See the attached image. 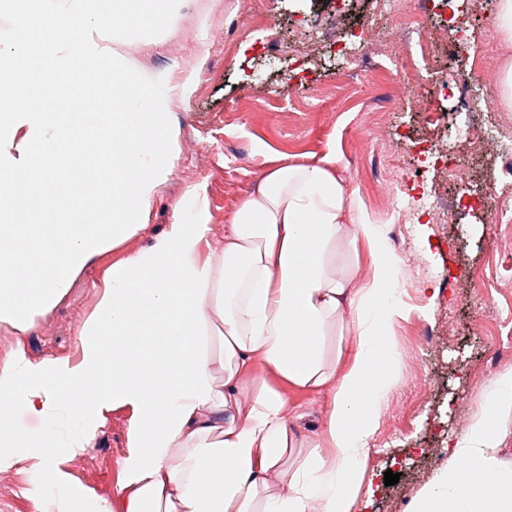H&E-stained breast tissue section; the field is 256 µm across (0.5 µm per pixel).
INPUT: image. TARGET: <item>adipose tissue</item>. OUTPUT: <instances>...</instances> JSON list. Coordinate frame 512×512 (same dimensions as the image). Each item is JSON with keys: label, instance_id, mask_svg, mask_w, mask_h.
Instances as JSON below:
<instances>
[{"label": "adipose tissue", "instance_id": "adipose-tissue-1", "mask_svg": "<svg viewBox=\"0 0 512 512\" xmlns=\"http://www.w3.org/2000/svg\"><path fill=\"white\" fill-rule=\"evenodd\" d=\"M207 231L204 218L175 219L112 265L78 361L34 364L18 350L0 362V420L21 409L45 424L0 451V470L26 461L55 487L32 492L36 512H76L81 502L89 512H353L368 439L401 380V261L384 225L368 221L331 158L264 174L220 254H204ZM344 242L364 243L374 258L363 284L336 262ZM346 332L356 350L342 369L329 340ZM258 364L328 393L324 441L297 438L269 385L243 398ZM120 409L128 446L114 499L75 494L68 462ZM511 422L512 369L491 383L412 512H512V463L496 455Z\"/></svg>", "mask_w": 512, "mask_h": 512}]
</instances>
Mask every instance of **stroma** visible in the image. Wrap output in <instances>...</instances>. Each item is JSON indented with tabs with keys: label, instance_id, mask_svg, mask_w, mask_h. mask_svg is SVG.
<instances>
[{
	"label": "stroma",
	"instance_id": "35a3bbf8",
	"mask_svg": "<svg viewBox=\"0 0 512 512\" xmlns=\"http://www.w3.org/2000/svg\"><path fill=\"white\" fill-rule=\"evenodd\" d=\"M336 9V0H278L270 12L266 0H255L263 19L253 23L222 0H183L162 35L118 43L140 74L164 82L175 143L170 171L143 213L142 232L91 258L65 296L26 330L0 323V360L20 348L34 363L78 361L77 338L112 264L148 247L174 217L194 222L200 209L207 216L209 250L220 252L241 202L266 172L286 162L314 165L337 157V177L369 221L385 225L390 248L402 261L398 289L407 308L394 327L402 382L368 441L355 512H411L417 493L447 463L446 449L460 436L456 406L479 414L493 379L512 369V360L489 364L495 347L512 344V207L503 211L472 197V189L491 186L499 167L477 154L470 157L467 180L437 167L423 168L421 179L411 176L422 168L420 138L438 137L458 150L466 132L490 131L497 116L486 103L498 101V91L483 89L474 97L452 91L438 101L440 121L431 128L395 82L420 84L432 66L453 79L447 56L435 48L421 51L426 35L438 28L452 37L465 31L469 58L502 65L512 61V47L489 37L492 0L478 11L469 10L467 0H453L448 11L422 12L396 58L376 60L364 72L354 58L325 50L298 80L286 45L323 33L347 40L349 30L368 18L369 0H352L342 17ZM173 45L185 46L187 55L171 54ZM400 169L408 178H397ZM441 202L448 205L447 223H430L428 207ZM427 328L444 330L446 347H421ZM252 375L286 398L298 437L322 434L327 395L291 388L259 365ZM439 441L444 448L437 456H421V449ZM126 445V417L117 411L94 447L69 462L75 488L111 497ZM389 470L399 473L397 484L385 485ZM45 485L25 462L0 472V512H35L29 491Z\"/></svg>",
	"mask_w": 512,
	"mask_h": 512
}]
</instances>
